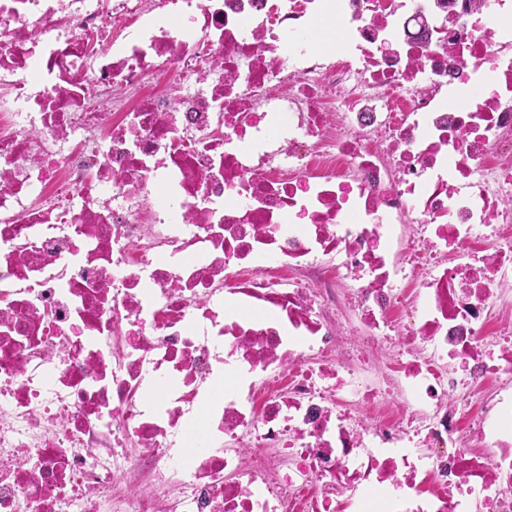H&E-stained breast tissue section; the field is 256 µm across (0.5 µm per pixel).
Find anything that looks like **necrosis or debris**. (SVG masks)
<instances>
[{
	"label": "necrosis or debris",
	"mask_w": 512,
	"mask_h": 512,
	"mask_svg": "<svg viewBox=\"0 0 512 512\" xmlns=\"http://www.w3.org/2000/svg\"><path fill=\"white\" fill-rule=\"evenodd\" d=\"M0 512H512V0H0Z\"/></svg>",
	"instance_id": "obj_1"
}]
</instances>
